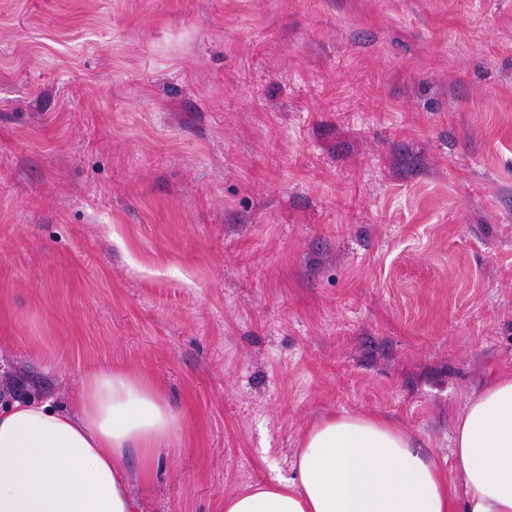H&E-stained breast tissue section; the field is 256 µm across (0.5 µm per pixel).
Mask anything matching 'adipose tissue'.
I'll return each instance as SVG.
<instances>
[{
	"instance_id": "ef3b65f1",
	"label": "adipose tissue",
	"mask_w": 512,
	"mask_h": 512,
	"mask_svg": "<svg viewBox=\"0 0 512 512\" xmlns=\"http://www.w3.org/2000/svg\"><path fill=\"white\" fill-rule=\"evenodd\" d=\"M79 409L0 407V512H135L124 458L144 478L177 426L149 379L108 365L80 379ZM464 496L386 420L343 415L304 437L294 475L224 501V512H512V374L472 399L452 451Z\"/></svg>"
}]
</instances>
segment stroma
<instances>
[{
	"instance_id": "stroma-1",
	"label": "stroma",
	"mask_w": 512,
	"mask_h": 512,
	"mask_svg": "<svg viewBox=\"0 0 512 512\" xmlns=\"http://www.w3.org/2000/svg\"><path fill=\"white\" fill-rule=\"evenodd\" d=\"M153 379L140 512L369 414L463 492L512 373V0H0V403Z\"/></svg>"
}]
</instances>
